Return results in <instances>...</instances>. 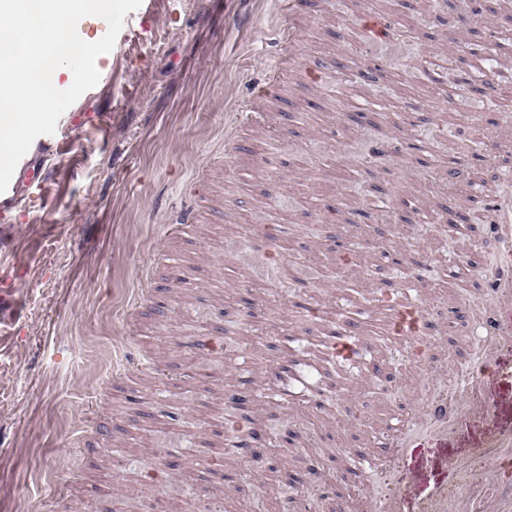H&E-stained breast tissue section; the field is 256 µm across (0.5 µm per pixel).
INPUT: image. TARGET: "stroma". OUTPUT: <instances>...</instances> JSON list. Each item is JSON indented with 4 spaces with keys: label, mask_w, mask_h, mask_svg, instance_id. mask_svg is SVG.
<instances>
[{
    "label": "stroma",
    "mask_w": 512,
    "mask_h": 512,
    "mask_svg": "<svg viewBox=\"0 0 512 512\" xmlns=\"http://www.w3.org/2000/svg\"><path fill=\"white\" fill-rule=\"evenodd\" d=\"M285 2L143 0L96 62L83 125L60 118L46 139L53 156L37 140L18 163L14 208L0 215V249L19 270L16 316L0 323V512H282L289 496L339 512L366 483L385 489L387 474L349 467L381 455L377 437L421 402L412 378L421 359L377 332L391 317L378 291L409 279L434 339L425 358L452 366L475 351L448 308L480 290L444 284L449 258L475 249V235L416 224L392 192L406 186L442 212L449 147L512 136V0H484V19L461 27L450 21L462 0H317L297 23L300 67L282 73L250 151L236 154L224 148L231 109L268 78ZM369 13L386 24L387 41L369 40ZM364 63L377 70L369 89L357 81ZM489 78L495 91L485 98ZM452 113L471 128L450 125ZM407 133L430 141V152L382 160L367 150ZM48 164L52 184L30 194L26 169ZM202 173L208 215L190 236H169ZM357 208L378 223L346 222L344 210ZM271 217L287 235L267 231ZM159 250L183 282L154 260ZM147 271L156 308L134 302ZM335 320L341 337L367 343L354 368L313 353ZM129 343L151 370L114 374ZM229 386L257 388L256 401L225 405ZM344 403L356 413L347 424ZM235 414L267 433L258 462L227 453L217 434ZM94 417L109 425L108 439L95 435ZM294 420L310 440L281 447L279 432ZM479 437L459 426L447 447L408 449L400 467L425 490L456 485L443 459L470 457ZM85 443L95 456L80 455ZM161 449L172 473L154 480L145 463ZM314 458L322 481L284 489L286 475ZM228 465L239 471L231 483Z\"/></svg>",
    "instance_id": "stroma-1"
}]
</instances>
